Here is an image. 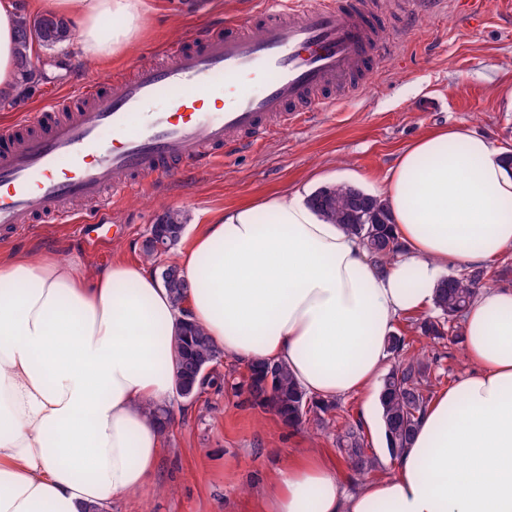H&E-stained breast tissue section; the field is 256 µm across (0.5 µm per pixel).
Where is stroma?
I'll return each instance as SVG.
<instances>
[{
  "label": "stroma",
  "instance_id": "obj_1",
  "mask_svg": "<svg viewBox=\"0 0 512 512\" xmlns=\"http://www.w3.org/2000/svg\"><path fill=\"white\" fill-rule=\"evenodd\" d=\"M146 0L140 35L126 55L84 61L76 37L34 51L38 82L25 99L67 92L76 79L102 77L134 62L164 60L203 18H227L253 8L256 0ZM480 18L468 21L448 0L387 51L365 91L333 112L272 134L205 170H177L149 178L116 203L106 222L77 238L68 225H40L0 253L54 252L82 274L106 268L114 257L143 260L142 242L163 212L182 211L187 224L207 223L217 210L269 192H289L316 176L345 182L363 175L360 187L375 191L399 153L425 132L462 126L512 149V0H482ZM428 363L434 391L464 373L467 363L456 337L416 338L411 349ZM225 384L197 398H173V418L163 437L152 486L113 499L105 512H248L258 481L271 476L287 452L314 448L339 460V423L362 419L364 395L338 398L330 423L310 419L286 427L276 416L243 402L231 383L248 376L245 365L222 357L213 365Z\"/></svg>",
  "mask_w": 512,
  "mask_h": 512
}]
</instances>
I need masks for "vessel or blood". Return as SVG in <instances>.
Returning a JSON list of instances; mask_svg holds the SVG:
<instances>
[{"label": "vessel or blood", "instance_id": "b4317fda", "mask_svg": "<svg viewBox=\"0 0 512 512\" xmlns=\"http://www.w3.org/2000/svg\"><path fill=\"white\" fill-rule=\"evenodd\" d=\"M405 29L440 0H396ZM388 43L375 0H264L171 46L160 65L81 81L0 127V236L102 210L153 175L204 168L362 90Z\"/></svg>", "mask_w": 512, "mask_h": 512}]
</instances>
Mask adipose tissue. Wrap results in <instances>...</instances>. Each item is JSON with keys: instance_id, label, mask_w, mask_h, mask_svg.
<instances>
[{"instance_id": "1", "label": "adipose tissue", "mask_w": 512, "mask_h": 512, "mask_svg": "<svg viewBox=\"0 0 512 512\" xmlns=\"http://www.w3.org/2000/svg\"><path fill=\"white\" fill-rule=\"evenodd\" d=\"M64 18L84 56L115 58L143 0H28ZM16 0H0V95L20 93ZM506 148L429 130L379 195L405 250L377 269L308 204L309 189L218 211L178 254L182 307L144 264L79 274L49 253L0 254V512H91L144 489L175 392L172 340L202 326L243 364L285 363L310 396L375 389L395 322L432 308L450 267L512 249ZM469 365L430 402L394 471L352 492L320 454H288L250 512H512V289L480 290L462 319Z\"/></svg>"}]
</instances>
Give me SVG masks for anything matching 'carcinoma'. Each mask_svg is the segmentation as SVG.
<instances>
[{"label": "carcinoma", "mask_w": 512, "mask_h": 512, "mask_svg": "<svg viewBox=\"0 0 512 512\" xmlns=\"http://www.w3.org/2000/svg\"><path fill=\"white\" fill-rule=\"evenodd\" d=\"M70 36L67 23L51 15L30 18L19 16L16 61L23 82H34L36 72L31 61V47L37 42L54 46ZM317 214L331 224H339L357 238L374 261L383 266L403 250L394 234L390 210L384 199L348 184H335L318 189L309 199ZM173 226H184L178 210H168L160 225L151 226L150 234L162 235ZM496 273L487 267H468L449 275L437 286V316L411 321V330L429 339L439 340L453 333L461 335L462 319L478 291L494 281ZM174 305L186 297L188 284L183 274L165 281ZM407 337L392 334L388 348L400 361L383 377L380 390V417L389 454L397 458L408 447L421 418L431 401L429 365L408 355ZM175 390L194 394L220 383V378L207 372L217 363L222 352L198 325L180 324L173 340ZM252 405L270 412L281 422L294 428L310 413L327 414L336 409L333 401L313 399L302 390L283 363L261 362L249 369L247 380L237 386ZM336 445L345 467L353 476H364L374 470L376 460L367 453L361 423L347 422L336 435Z\"/></svg>", "instance_id": "cac0c4a2"}]
</instances>
